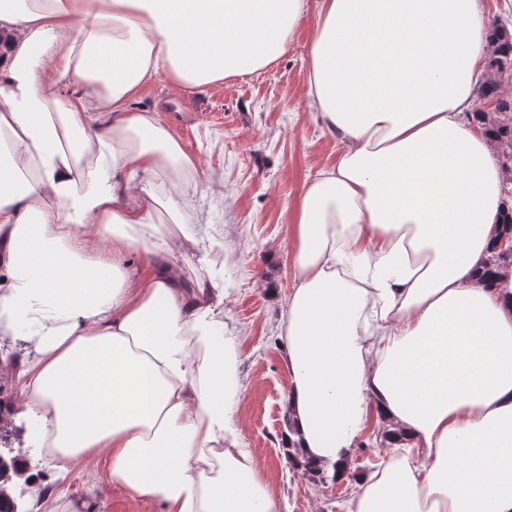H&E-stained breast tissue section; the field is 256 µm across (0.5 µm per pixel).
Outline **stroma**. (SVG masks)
<instances>
[{
	"mask_svg": "<svg viewBox=\"0 0 512 512\" xmlns=\"http://www.w3.org/2000/svg\"><path fill=\"white\" fill-rule=\"evenodd\" d=\"M314 25L310 7L284 54L261 74L179 91L162 77L130 102L132 109L155 111L202 169L224 181L223 193L193 195L187 207L182 195L167 192L165 177L155 178L159 195L184 207L186 221L157 225L154 233L175 241L192 235L187 277L213 279L224 290V334L238 353L243 384L236 442L278 496L281 512H343L357 478L393 451L389 444L368 446L360 435L350 450L353 477L339 481L297 471L284 448L289 372L281 328L295 276L288 226L306 184L340 150L304 105ZM10 442L26 469L38 471L51 494L67 495L76 512H162L159 502L130 499L100 464L93 479L77 465L61 481L58 462L31 448L24 424H13Z\"/></svg>",
	"mask_w": 512,
	"mask_h": 512,
	"instance_id": "stroma-1",
	"label": "stroma"
}]
</instances>
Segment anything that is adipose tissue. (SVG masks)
Wrapping results in <instances>:
<instances>
[{
	"instance_id": "1",
	"label": "adipose tissue",
	"mask_w": 512,
	"mask_h": 512,
	"mask_svg": "<svg viewBox=\"0 0 512 512\" xmlns=\"http://www.w3.org/2000/svg\"><path fill=\"white\" fill-rule=\"evenodd\" d=\"M306 0H0V336L16 419L104 458L162 512H279L235 445L223 294L144 236L199 163L131 97L255 75ZM478 0H317L306 103L341 149L298 200L286 442L330 477L369 420L407 455L347 512H512V268L487 279L506 174L470 124ZM138 254L139 264L129 262ZM148 267L149 275L138 273ZM1 352H2V356L5 358H7V357L10 358L11 355L17 356V361L12 368L2 370L0 367V372L2 373V376H3V378L0 381H1V383L4 384L3 392L0 393V398L3 397V399L6 402H9L12 399L13 394H14L16 373L21 368L20 367L21 356L19 353H17V352H19L18 345H14L9 339L1 340ZM1 383H0V390L2 388Z\"/></svg>"
}]
</instances>
